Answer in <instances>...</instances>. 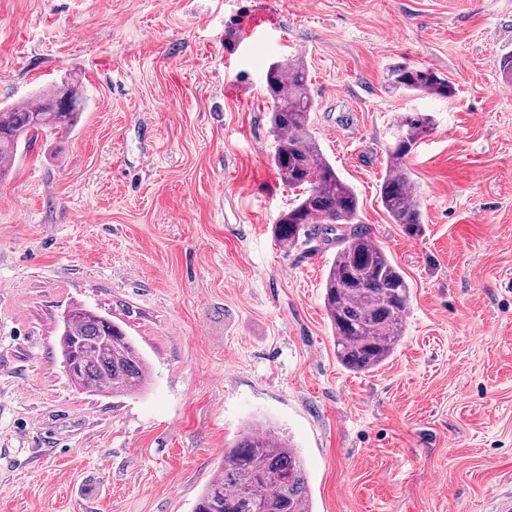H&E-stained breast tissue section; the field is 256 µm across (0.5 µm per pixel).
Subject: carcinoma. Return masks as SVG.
I'll return each mask as SVG.
<instances>
[{
  "label": "carcinoma",
  "mask_w": 512,
  "mask_h": 512,
  "mask_svg": "<svg viewBox=\"0 0 512 512\" xmlns=\"http://www.w3.org/2000/svg\"><path fill=\"white\" fill-rule=\"evenodd\" d=\"M265 84L272 102V160L298 199L279 213L275 236L296 246L320 235L336 242L323 287V308L347 370L372 372L394 353L404 333L409 286L396 264L360 223V203L324 155L312 128L316 102L304 58L292 55L270 63ZM389 88L451 98L450 82L430 68L400 64L389 69ZM82 96L65 83L33 104L0 110V180L21 145L71 133ZM434 126L431 115H402L386 150L379 194L393 223L411 237L424 232L407 159ZM61 355L76 354L70 374L82 389L114 397L138 393L150 380L149 367L120 325L82 306L63 318ZM194 512H312L308 480L298 449L271 425L253 424L224 449L216 473L201 491Z\"/></svg>",
  "instance_id": "cac0c4a2"
}]
</instances>
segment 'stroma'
Masks as SVG:
<instances>
[{
	"mask_svg": "<svg viewBox=\"0 0 512 512\" xmlns=\"http://www.w3.org/2000/svg\"><path fill=\"white\" fill-rule=\"evenodd\" d=\"M296 53L325 155L410 286L370 373L336 359L335 245L274 236L296 192L271 161L269 63ZM512 0H0V108L77 80L74 131L0 182V512H192L229 446L269 420L313 512H485L512 483ZM433 69L453 98L389 89ZM425 232L379 198L396 118ZM81 305L120 324L147 388L75 386Z\"/></svg>",
	"mask_w": 512,
	"mask_h": 512,
	"instance_id": "obj_1",
	"label": "stroma"
}]
</instances>
